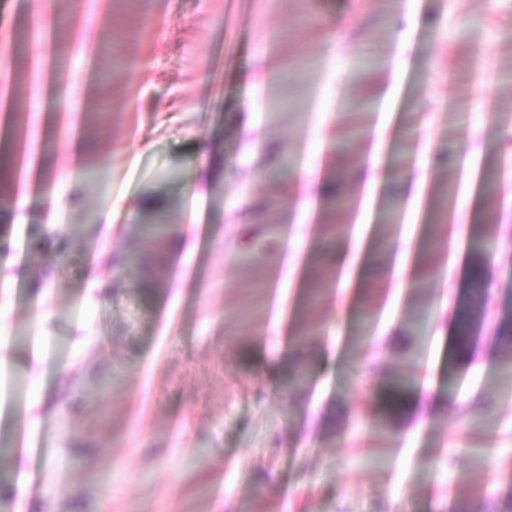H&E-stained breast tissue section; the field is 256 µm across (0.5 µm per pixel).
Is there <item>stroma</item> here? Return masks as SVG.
<instances>
[{"label": "stroma", "instance_id": "stroma-1", "mask_svg": "<svg viewBox=\"0 0 512 512\" xmlns=\"http://www.w3.org/2000/svg\"><path fill=\"white\" fill-rule=\"evenodd\" d=\"M61 49L91 103L70 135L111 179L100 196L68 177L70 113L0 112L40 160L29 204L0 208V512H450L512 496V356L495 337L512 311V0H112ZM394 86L366 213L357 165ZM465 146L494 201L482 180L469 202L445 197ZM416 195L426 236L402 285L385 272ZM159 204L196 250L123 273ZM446 204L466 209L463 258L481 233L490 279L456 365L438 335L463 280ZM106 213L110 231L86 220ZM362 214L367 275L343 301L322 253ZM53 220L63 240L33 249ZM422 309L409 365L453 404L380 429Z\"/></svg>", "mask_w": 512, "mask_h": 512}]
</instances>
